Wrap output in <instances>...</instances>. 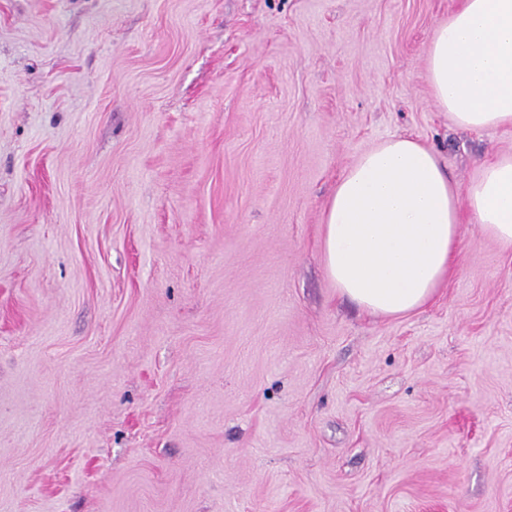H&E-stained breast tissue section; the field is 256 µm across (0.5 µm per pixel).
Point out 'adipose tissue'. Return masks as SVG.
Wrapping results in <instances>:
<instances>
[{"label":"adipose tissue","mask_w":512,"mask_h":512,"mask_svg":"<svg viewBox=\"0 0 512 512\" xmlns=\"http://www.w3.org/2000/svg\"><path fill=\"white\" fill-rule=\"evenodd\" d=\"M427 75L458 127H512V0H461L431 37ZM467 215L512 247V153L481 163L462 190L420 141L386 139L346 169L328 201L327 274L369 313L413 314L451 274Z\"/></svg>","instance_id":"ef3b65f1"}]
</instances>
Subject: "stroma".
<instances>
[{
	"label": "stroma",
	"instance_id": "35a3bbf8",
	"mask_svg": "<svg viewBox=\"0 0 512 512\" xmlns=\"http://www.w3.org/2000/svg\"><path fill=\"white\" fill-rule=\"evenodd\" d=\"M459 0H0V512H512V248L341 297L323 216L394 135L458 186Z\"/></svg>",
	"mask_w": 512,
	"mask_h": 512
}]
</instances>
